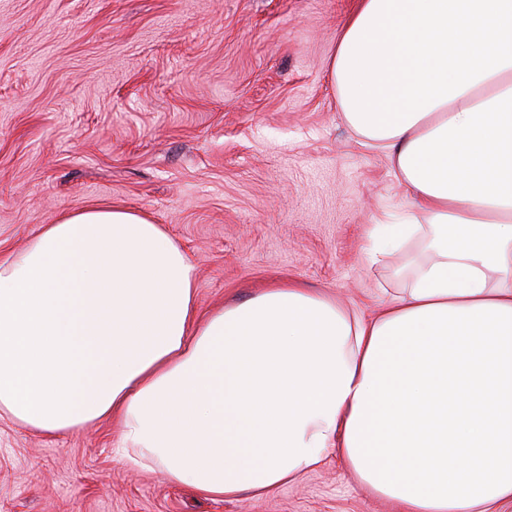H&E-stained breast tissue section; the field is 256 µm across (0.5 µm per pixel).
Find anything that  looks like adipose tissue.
Masks as SVG:
<instances>
[{
	"label": "adipose tissue",
	"instance_id": "ef3b65f1",
	"mask_svg": "<svg viewBox=\"0 0 512 512\" xmlns=\"http://www.w3.org/2000/svg\"><path fill=\"white\" fill-rule=\"evenodd\" d=\"M329 73L414 203L368 232L402 280L382 311L276 281L200 313L161 225L79 209L0 259V415L112 419L130 469L213 499L338 454L403 512L512 501V0H359Z\"/></svg>",
	"mask_w": 512,
	"mask_h": 512
}]
</instances>
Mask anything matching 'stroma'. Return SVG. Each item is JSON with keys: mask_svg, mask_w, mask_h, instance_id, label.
I'll use <instances>...</instances> for the list:
<instances>
[{"mask_svg": "<svg viewBox=\"0 0 512 512\" xmlns=\"http://www.w3.org/2000/svg\"><path fill=\"white\" fill-rule=\"evenodd\" d=\"M356 0H0V253L108 205L163 225L200 312L294 280L378 313L367 232L412 201L342 120L329 63ZM108 420L48 437L0 417V512H399L340 457L212 500L132 470Z\"/></svg>", "mask_w": 512, "mask_h": 512, "instance_id": "35a3bbf8", "label": "stroma"}]
</instances>
